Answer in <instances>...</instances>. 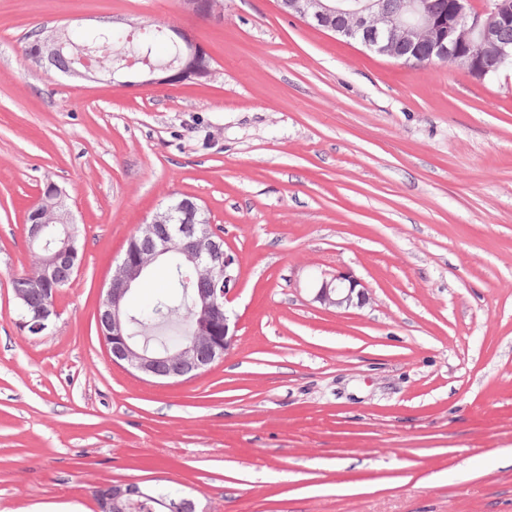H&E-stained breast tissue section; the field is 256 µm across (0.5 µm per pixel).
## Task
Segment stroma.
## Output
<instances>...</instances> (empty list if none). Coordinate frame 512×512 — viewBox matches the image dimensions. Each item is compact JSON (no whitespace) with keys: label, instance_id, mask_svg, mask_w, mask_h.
Returning <instances> with one entry per match:
<instances>
[{"label":"stroma","instance_id":"1","mask_svg":"<svg viewBox=\"0 0 512 512\" xmlns=\"http://www.w3.org/2000/svg\"><path fill=\"white\" fill-rule=\"evenodd\" d=\"M161 23L204 79L119 88L24 64L29 34ZM63 187L82 263L19 326L25 216ZM195 197L238 258L236 340L178 384L112 364L104 281ZM367 285L348 311L323 274ZM210 512H512V68L408 66L276 0H0V512H98L106 482ZM315 301L325 308L349 310L363 307L371 299L369 288L352 275L336 273L330 279L323 278L316 288Z\"/></svg>","mask_w":512,"mask_h":512}]
</instances>
